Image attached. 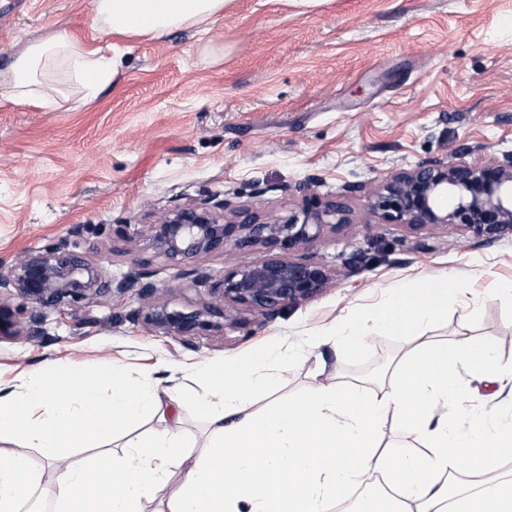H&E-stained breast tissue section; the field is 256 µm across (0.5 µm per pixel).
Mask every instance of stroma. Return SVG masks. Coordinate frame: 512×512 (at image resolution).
Segmentation results:
<instances>
[{
  "label": "stroma",
  "mask_w": 512,
  "mask_h": 512,
  "mask_svg": "<svg viewBox=\"0 0 512 512\" xmlns=\"http://www.w3.org/2000/svg\"><path fill=\"white\" fill-rule=\"evenodd\" d=\"M91 0H0V69L29 43L65 34L115 45L124 68L99 98L36 105L0 94V258L69 237L113 277L147 267L156 300L194 310L210 284L178 277L146 241L112 234L214 195L261 214L297 209L302 185L345 196L349 224L325 230L310 251L334 274L319 297L270 321L244 312L192 341L129 314L137 290L78 309L48 310L41 340L0 342V383L48 363L77 370L120 366L159 380L165 413L118 425L102 447L65 456L123 455L137 435L179 422L192 455L211 441L194 401L202 364L261 344L300 343L304 361H281V380L255 400L264 410L312 386L379 373L414 345L368 321L404 281H443L448 309L423 336H462L512 367V239L486 242L456 225L413 232L371 215L370 198L393 173L429 159L476 162L512 153V0H226L209 23L161 39L101 37ZM342 320L367 329L356 348L327 342ZM512 377L463 373L449 418L507 410ZM0 446L42 475V508L55 499L56 462L10 438Z\"/></svg>",
  "instance_id": "obj_1"
}]
</instances>
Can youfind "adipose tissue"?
I'll return each mask as SVG.
<instances>
[{"instance_id":"adipose-tissue-1","label":"adipose tissue","mask_w":512,"mask_h":512,"mask_svg":"<svg viewBox=\"0 0 512 512\" xmlns=\"http://www.w3.org/2000/svg\"><path fill=\"white\" fill-rule=\"evenodd\" d=\"M224 0H92V23L102 35L162 38L223 13ZM121 53L105 54L63 36L29 44L0 76L18 100L53 104L64 75L82 100H93L122 70ZM444 285L404 283L375 316L391 332L410 337L446 308ZM279 352L254 350L242 360L212 362L201 376L206 395L195 402L212 427L207 450L185 462L170 512H325L351 489L380 497V512H512L498 461L512 458V414L493 429L475 422L461 429L445 408L456 396L461 369L500 375L493 349L464 337L429 340L394 363L374 388L365 382L320 384L295 405L265 412L255 396L278 381ZM112 396L103 399V385ZM164 407L150 378L90 365L50 369L0 387V434L16 437L58 460L62 449L106 441L111 421H133ZM411 428L416 445L383 444L387 418ZM180 426L132 444L126 455L92 465L68 463L56 477L57 512H137L141 499L163 491L167 466L185 461ZM41 475L0 449V512L33 502Z\"/></svg>"}]
</instances>
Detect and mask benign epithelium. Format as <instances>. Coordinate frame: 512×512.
Masks as SVG:
<instances>
[{
  "mask_svg": "<svg viewBox=\"0 0 512 512\" xmlns=\"http://www.w3.org/2000/svg\"><path fill=\"white\" fill-rule=\"evenodd\" d=\"M370 210L388 224L437 230L454 224L489 242L512 238V154L477 163L428 160L394 173L374 194ZM349 222L342 199L309 198L288 217H261L228 199L214 197L177 206L152 224H117L120 238H142L178 275L197 283L212 276L193 262L230 247L246 255L256 247L279 250L261 263L247 258L216 281V302L185 311L152 300L157 286L141 269L114 279L88 251L61 239L43 249L0 261V341L25 336L39 340L48 309L79 307L131 288L149 299L131 319L173 336L191 338L222 327L237 311L275 318L286 306L320 296L332 282L331 270L307 252L325 229ZM18 301L12 305L10 300Z\"/></svg>",
  "mask_w": 512,
  "mask_h": 512,
  "instance_id": "benign-epithelium-1",
  "label": "benign epithelium"
}]
</instances>
